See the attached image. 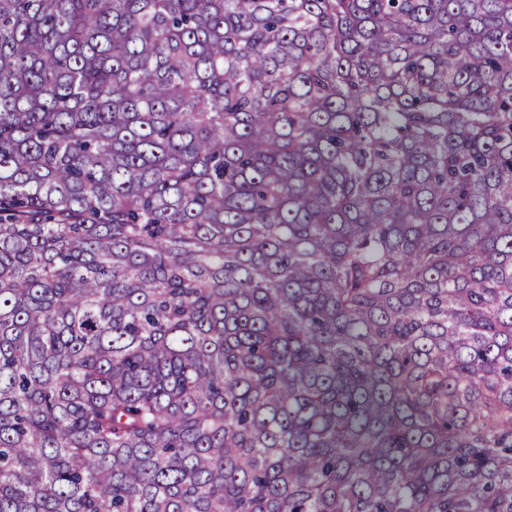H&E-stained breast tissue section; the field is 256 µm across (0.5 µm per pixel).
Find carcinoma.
<instances>
[{"label":"carcinoma","mask_w":512,"mask_h":512,"mask_svg":"<svg viewBox=\"0 0 512 512\" xmlns=\"http://www.w3.org/2000/svg\"><path fill=\"white\" fill-rule=\"evenodd\" d=\"M0 512H512V0H0Z\"/></svg>","instance_id":"cac0c4a2"}]
</instances>
